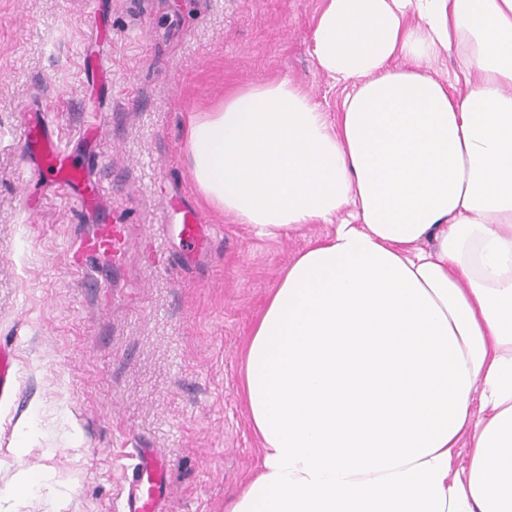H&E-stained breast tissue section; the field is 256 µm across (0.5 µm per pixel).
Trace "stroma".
I'll return each instance as SVG.
<instances>
[{
  "label": "stroma",
  "mask_w": 512,
  "mask_h": 512,
  "mask_svg": "<svg viewBox=\"0 0 512 512\" xmlns=\"http://www.w3.org/2000/svg\"><path fill=\"white\" fill-rule=\"evenodd\" d=\"M321 0H0V342L18 380L0 398V512H120L140 448L168 468V512H224L261 463L242 352L280 271L322 229L255 239L198 194L189 113L287 77L326 111L309 54ZM44 112L102 192L63 193L26 156ZM213 227L188 258L184 207ZM119 259L71 261L98 225ZM33 485L17 497L15 480ZM132 247L126 226L123 224H103L83 246V252L112 253L121 255Z\"/></svg>",
  "instance_id": "obj_1"
}]
</instances>
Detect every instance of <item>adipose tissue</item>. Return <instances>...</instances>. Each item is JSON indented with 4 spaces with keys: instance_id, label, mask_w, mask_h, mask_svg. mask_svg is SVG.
<instances>
[{
    "instance_id": "obj_1",
    "label": "adipose tissue",
    "mask_w": 512,
    "mask_h": 512,
    "mask_svg": "<svg viewBox=\"0 0 512 512\" xmlns=\"http://www.w3.org/2000/svg\"><path fill=\"white\" fill-rule=\"evenodd\" d=\"M311 54L335 111L277 78L187 122L211 209L325 228L250 331L224 512H512V0H322Z\"/></svg>"
}]
</instances>
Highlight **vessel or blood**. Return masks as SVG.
<instances>
[{
  "instance_id": "obj_1",
  "label": "vessel or blood",
  "mask_w": 512,
  "mask_h": 512,
  "mask_svg": "<svg viewBox=\"0 0 512 512\" xmlns=\"http://www.w3.org/2000/svg\"><path fill=\"white\" fill-rule=\"evenodd\" d=\"M26 142L39 168L50 172L61 186L83 189L92 196L98 194V186L90 184L85 172L68 164L63 149L55 142L48 127L36 121L29 123ZM180 236L190 252L195 251L206 239L207 227L200 223L194 211L184 212ZM131 246L125 225L105 224L85 242L83 249L91 253L120 255ZM15 382L13 352L9 346L0 343V394L11 390ZM166 483L167 465L164 459L153 450H143L139 464L133 467L129 477L130 490L125 512H167L162 495Z\"/></svg>"
}]
</instances>
